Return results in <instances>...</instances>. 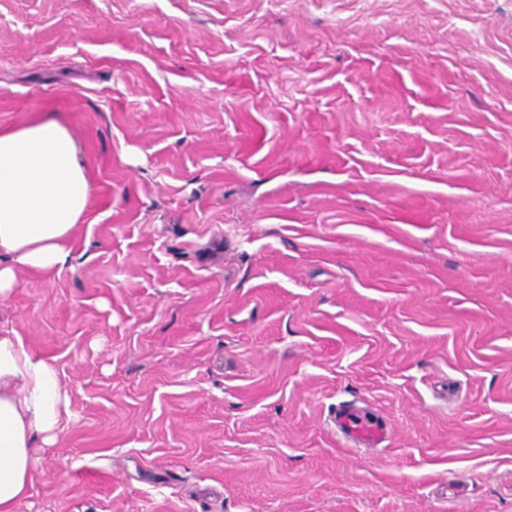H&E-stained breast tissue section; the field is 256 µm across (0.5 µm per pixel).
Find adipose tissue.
<instances>
[{
  "label": "adipose tissue",
  "mask_w": 512,
  "mask_h": 512,
  "mask_svg": "<svg viewBox=\"0 0 512 512\" xmlns=\"http://www.w3.org/2000/svg\"><path fill=\"white\" fill-rule=\"evenodd\" d=\"M79 143L61 119L0 132V299L19 271L49 274L68 261L88 204ZM69 414L56 365L13 330H0V512L28 497L37 443L54 441Z\"/></svg>",
  "instance_id": "obj_1"
}]
</instances>
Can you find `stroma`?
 I'll list each match as a JSON object with an SVG mask.
<instances>
[{
    "mask_svg": "<svg viewBox=\"0 0 512 512\" xmlns=\"http://www.w3.org/2000/svg\"><path fill=\"white\" fill-rule=\"evenodd\" d=\"M53 113L91 192L0 300L70 393L16 512H512V0H0V131ZM333 421L341 438L358 446L376 448L388 438L387 424L383 420L350 404L337 405Z\"/></svg>",
    "mask_w": 512,
    "mask_h": 512,
    "instance_id": "1",
    "label": "stroma"
}]
</instances>
